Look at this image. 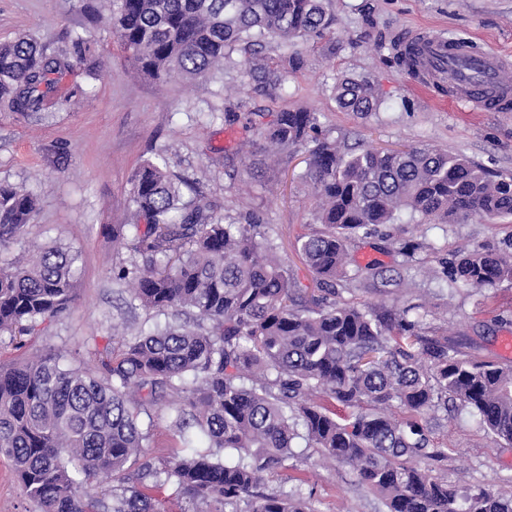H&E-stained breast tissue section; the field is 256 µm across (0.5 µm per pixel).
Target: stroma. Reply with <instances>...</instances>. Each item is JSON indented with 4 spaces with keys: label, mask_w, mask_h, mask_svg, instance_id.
Wrapping results in <instances>:
<instances>
[{
    "label": "stroma",
    "mask_w": 512,
    "mask_h": 512,
    "mask_svg": "<svg viewBox=\"0 0 512 512\" xmlns=\"http://www.w3.org/2000/svg\"><path fill=\"white\" fill-rule=\"evenodd\" d=\"M99 7L100 0H0V42L29 35L53 53L80 33L95 44L94 56L74 63L50 93L48 119L0 110V181L23 185L38 199L16 253L35 243L63 244L80 254L71 308L21 338L0 334V359L67 351L75 364L92 369L99 352L164 322L163 314L133 305L127 285L112 278L113 267L132 259L112 229L134 223L131 179L148 159L165 158L184 199L203 194L215 200L216 216L262 224L297 281L308 284L294 249L313 221L300 178L306 150L283 153L266 178H247L245 152L257 138L249 113L306 108L317 112L323 135L344 148L426 144L512 174V112L442 103L389 62L399 35L424 26L512 58V0H332L337 51L320 40H298L305 64L286 90L273 95L257 91L230 66L220 82L161 81L139 73L97 20ZM362 74L373 79L379 96L366 119L341 111L334 98L337 79ZM392 233L423 243V250L408 262L389 243L371 238L352 242L349 257L355 265L375 260L388 272H402L403 286L364 287L344 293V300L386 308L406 300L425 303L449 347L512 365V353L502 348L512 336V282L480 291L439 274L440 258L477 242L511 239L512 218L426 224L405 214ZM149 414L150 444L123 471L134 485L142 483L145 468L161 470L185 453L168 403L150 407ZM435 435L448 444L441 474L449 484L512 490V447H499L469 410L441 421ZM297 453L296 467L266 477L264 489L298 490L315 512H385L347 466L323 460L313 448Z\"/></svg>",
    "instance_id": "obj_1"
}]
</instances>
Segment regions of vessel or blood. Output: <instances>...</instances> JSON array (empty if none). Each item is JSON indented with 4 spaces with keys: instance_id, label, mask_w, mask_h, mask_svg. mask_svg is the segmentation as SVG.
<instances>
[{
    "instance_id": "b4317fda",
    "label": "vessel or blood",
    "mask_w": 512,
    "mask_h": 512,
    "mask_svg": "<svg viewBox=\"0 0 512 512\" xmlns=\"http://www.w3.org/2000/svg\"><path fill=\"white\" fill-rule=\"evenodd\" d=\"M401 43L415 56L420 85L443 89L450 105L512 112V82L503 77L512 64L501 55L476 51L434 30L407 32Z\"/></svg>"
}]
</instances>
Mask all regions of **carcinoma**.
Returning a JSON list of instances; mask_svg holds the SVG:
<instances>
[{
    "label": "carcinoma",
    "mask_w": 512,
    "mask_h": 512,
    "mask_svg": "<svg viewBox=\"0 0 512 512\" xmlns=\"http://www.w3.org/2000/svg\"><path fill=\"white\" fill-rule=\"evenodd\" d=\"M112 35L139 71L157 80H224L234 63L257 88L282 90L304 65L288 51L301 37L331 33L330 0H108ZM272 44L281 65H261L254 47ZM80 35L51 55L36 39L0 42V107L22 118L48 113L47 98L72 59L92 55ZM338 107L376 111L375 85L345 77ZM264 148L308 147L303 179L315 201L313 224L296 239L318 298L304 291L256 224L223 221L199 195L180 191L161 158L132 178L131 250L117 279L146 309L176 321L100 359L98 373L50 352L0 361V455L40 512H173L149 486L125 481L105 493L94 478L116 476L148 446L145 405L177 395L171 418L184 456L163 474L175 495L211 512H313L295 492H258L262 473L288 469L301 440L343 463L387 512H512V493L462 492L420 468L447 449L431 439L438 413L466 408L497 442L512 446V366L461 356L428 334L427 313L336 300L339 291L397 279L377 262L349 269L347 243L394 224L409 211L424 221L512 217V174L490 172L425 145L343 152L318 133L317 113L281 109L249 120ZM36 196L0 182V333L27 332L74 300L78 254L37 247L10 259L31 224ZM453 283L493 288L512 281V242H480L440 261ZM195 314L208 327L177 321Z\"/></svg>",
    "instance_id": "carcinoma-1"
}]
</instances>
